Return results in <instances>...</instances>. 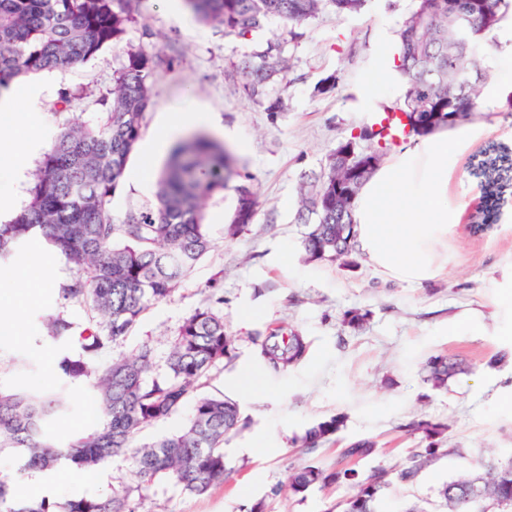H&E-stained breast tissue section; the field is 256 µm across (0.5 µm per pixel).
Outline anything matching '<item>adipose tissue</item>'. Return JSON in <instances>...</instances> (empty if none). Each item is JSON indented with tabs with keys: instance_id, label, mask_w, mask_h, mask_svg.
Returning <instances> with one entry per match:
<instances>
[{
	"instance_id": "1",
	"label": "adipose tissue",
	"mask_w": 512,
	"mask_h": 512,
	"mask_svg": "<svg viewBox=\"0 0 512 512\" xmlns=\"http://www.w3.org/2000/svg\"><path fill=\"white\" fill-rule=\"evenodd\" d=\"M421 145L382 166L363 188L355 211L359 239L371 259L410 279L428 272L422 240L448 225V140L427 136Z\"/></svg>"
}]
</instances>
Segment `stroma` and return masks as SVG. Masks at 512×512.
I'll use <instances>...</instances> for the list:
<instances>
[{
	"label": "stroma",
	"instance_id": "35a3bbf8",
	"mask_svg": "<svg viewBox=\"0 0 512 512\" xmlns=\"http://www.w3.org/2000/svg\"><path fill=\"white\" fill-rule=\"evenodd\" d=\"M411 8L412 0H367L357 14L327 9L294 32L275 20L242 39L199 24L182 0H141L138 20L121 43L70 70L39 73V100L20 103L17 127H0V139L57 136L66 121L53 109L60 91L80 93L75 109L91 117L96 98L112 89L115 71L128 65L129 47L153 59V103L112 199L115 219L153 203L170 153L155 146L159 127L192 112L208 113L235 132V167L252 175L260 206L253 222L229 237L234 189L208 200L213 249L126 340L96 357L103 364L147 344L162 375L172 336L186 317L204 306L223 315L234 353L211 368L204 390L236 401L246 421L224 443L231 469L224 484L192 495L160 478L138 493L127 464L116 459L99 467L93 485L75 480L63 466L50 471L47 491L24 477L18 485L23 497L63 503L126 491L137 512H240L254 501L264 502L265 512H336L351 493L347 485L318 484L291 499L276 489L287 486L294 467L335 469L344 444L354 439L371 438L381 447L376 457L355 462L359 472L403 463L421 444L403 426L422 418L447 424V441L461 452L441 456L412 483L391 486L377 510L405 512L415 502L425 512H442L438 491L448 480L478 471L489 458L512 457V20L482 53L489 77L478 112L447 132L452 222L421 244L432 278L402 279L362 251L353 268L303 259L307 227L295 220L299 187L323 171L341 141L358 135L368 113L402 96L396 33ZM273 38L290 62L289 72L270 85L271 95L286 104L274 117L242 94L234 72L236 63ZM328 79L335 89L318 93ZM150 148L156 154L148 168L143 155ZM22 252L40 254L42 263L22 278H0V309L22 310L11 331L0 330V386L50 389L64 350L45 338L37 314L60 312L79 329L90 312L58 300L77 266L42 241ZM352 308L369 313L355 328L342 321ZM278 326L309 344L306 359L282 373L266 368L253 342L256 333ZM18 353L37 358L36 371H13L9 362ZM444 355L463 356L470 371L438 391L425 382L423 367ZM335 415L344 418L341 431L319 448H303L306 430Z\"/></svg>",
	"mask_w": 512,
	"mask_h": 512
}]
</instances>
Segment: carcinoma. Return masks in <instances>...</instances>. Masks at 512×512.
<instances>
[{"label":"carcinoma","instance_id":"1","mask_svg":"<svg viewBox=\"0 0 512 512\" xmlns=\"http://www.w3.org/2000/svg\"><path fill=\"white\" fill-rule=\"evenodd\" d=\"M470 6L472 22L457 28L448 2ZM201 23L221 26L245 38L272 19L301 25L331 9L338 15L361 11L367 0H183ZM414 8L398 32L397 68L405 78L396 107L404 114L432 112L441 129L457 112L467 120L478 111L484 81L467 80L462 71L486 70L478 48L488 43L512 13V0H414ZM139 0H0V88L43 71H66L94 57L104 46L122 41L134 20ZM129 66L118 71L112 95L97 99L99 115L76 117L44 154L27 189L22 209L0 222V257L13 260L25 243L40 239L82 274L60 288L59 299L89 306V324L75 336L63 314L45 312L39 322L47 338L72 345L81 355L60 360L56 391L33 387H0V455L18 454L15 475L0 473V512H136L129 493L83 498L64 505L48 498H17L18 479L45 472L64 462L96 468L123 457L136 478V489L160 477H171L190 494L201 495L224 484L231 472L224 456L225 438L244 421L238 405L222 395L201 392V380L212 366L232 357L234 339L224 317L210 307L196 309L177 328L167 356V374L156 375L149 345L107 365L94 358L124 340L156 303L169 297L212 249L206 231L205 202L224 195L231 173L224 148L204 135L177 145L159 175L155 203L131 210L120 222L111 213L112 197L136 150L145 111L153 96L152 72L132 53ZM281 42L272 39L243 59L238 70L244 94L266 104V111L284 110L282 98L269 86L285 71ZM234 187L236 205L226 233L233 237L252 223L258 197L253 177ZM347 178L343 161L330 154L321 175L301 194L296 221L309 225L302 239L304 260L336 262L351 259L357 237L336 244V225L353 224L356 201L336 207V180ZM267 367L281 372L303 360L305 338L294 330L272 329L254 337ZM467 369L458 356L435 357L425 366V381L436 390ZM85 382L104 408L103 422L87 431L57 440L52 427L71 410V387ZM191 413L174 433L134 445L147 426L170 419L187 404ZM344 426L340 416L319 421L303 437V447L316 448ZM448 426L413 420L407 432L427 441L414 448L406 462L390 469L376 467L361 475L336 465L327 472L315 465L295 470L288 492L299 496L317 483L347 484L353 493L337 505L339 512H376L379 494L393 483L414 482L440 455L459 452L443 447ZM378 442L361 438L341 452L344 460L378 455ZM439 496L447 512H512V459L490 462L486 471L443 484Z\"/></svg>","mask_w":512,"mask_h":512}]
</instances>
